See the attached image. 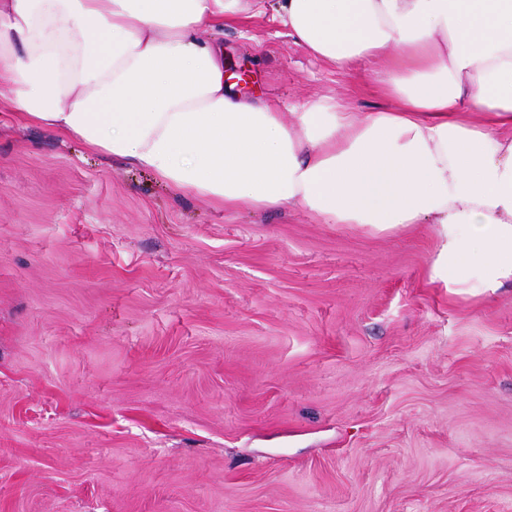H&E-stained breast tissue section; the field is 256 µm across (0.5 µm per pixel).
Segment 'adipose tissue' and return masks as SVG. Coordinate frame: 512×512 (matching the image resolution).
Masks as SVG:
<instances>
[{
	"label": "adipose tissue",
	"mask_w": 512,
	"mask_h": 512,
	"mask_svg": "<svg viewBox=\"0 0 512 512\" xmlns=\"http://www.w3.org/2000/svg\"><path fill=\"white\" fill-rule=\"evenodd\" d=\"M266 9L337 72L369 68L385 107L286 115L227 88L202 32ZM0 77L22 120L173 192L375 234L431 224L432 282L512 284V0H0Z\"/></svg>",
	"instance_id": "obj_1"
}]
</instances>
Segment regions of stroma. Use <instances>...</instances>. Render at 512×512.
I'll use <instances>...</instances> for the list:
<instances>
[{"label":"stroma","mask_w":512,"mask_h":512,"mask_svg":"<svg viewBox=\"0 0 512 512\" xmlns=\"http://www.w3.org/2000/svg\"><path fill=\"white\" fill-rule=\"evenodd\" d=\"M236 92L364 112L271 13ZM0 80V512H512V286L431 225L251 214L18 121Z\"/></svg>","instance_id":"obj_1"}]
</instances>
